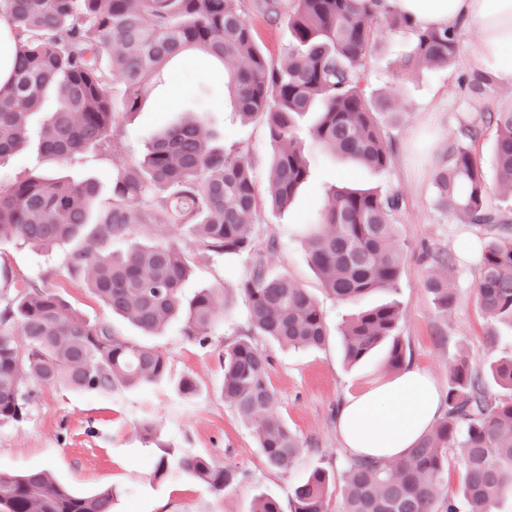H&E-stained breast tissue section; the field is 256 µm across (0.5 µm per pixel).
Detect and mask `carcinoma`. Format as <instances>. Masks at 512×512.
I'll use <instances>...</instances> for the list:
<instances>
[{
	"label": "carcinoma",
	"mask_w": 512,
	"mask_h": 512,
	"mask_svg": "<svg viewBox=\"0 0 512 512\" xmlns=\"http://www.w3.org/2000/svg\"><path fill=\"white\" fill-rule=\"evenodd\" d=\"M6 2L14 67L11 79L0 84V159L22 149L31 117L50 94L55 107L40 132L45 156L63 167L88 149L119 152V114L136 111L176 61L201 52L224 67L232 111L265 120L274 146L268 193L278 208L288 206L308 178L307 150L296 126L315 108L313 146L377 171L391 165L392 148L379 121L387 101L369 98L364 87L377 23L411 33V54L396 61L400 74L446 67L459 53L456 28L416 27L386 0H262L263 14L286 21L291 34L277 61L259 49L242 0ZM493 85L478 73L468 88L482 95ZM117 86L123 89L119 98L113 94ZM485 123L497 130L498 187L512 197L511 102L463 125L448 142L434 177V206L484 228V244L476 251L477 298L490 320L512 326V219L488 207L484 171L470 146ZM213 137L201 120L167 128L149 142L139 164H113L112 202L99 209L94 180L40 173L15 180L0 189V240L47 248L82 241L69 254L67 271L83 279L112 314L145 335L177 322L183 336L204 345L224 319L226 298L214 288L184 297L191 275L187 252L175 242L133 239L138 227L187 225L199 252L254 255L249 276L238 284L249 305L250 331L294 351L323 345L326 324L317 301L296 280L270 272L276 243L257 249L252 163L238 146L212 148ZM398 209V195L377 188L339 187L328 197L307 229L306 248L329 295L348 302L397 287ZM426 288L440 311L453 306L448 275L430 277ZM400 321L394 302L355 314L343 327L345 360L366 363L383 347L386 366L399 368L405 359ZM222 359L224 401L252 426L267 465L288 471L302 444L277 413L269 356L246 336L229 343ZM168 373L158 350L128 340L107 323H88L47 287L32 286L0 307V424L27 415L35 384L109 392L145 387ZM488 376L512 391V357L490 366L487 375L464 361L454 365L445 417L404 458L391 464L349 458L343 512H459L448 494L450 448L458 450L466 512H494L501 494L512 490V397L490 394ZM174 471L218 493L237 476L210 457L160 449L153 477ZM334 489L329 472L313 468L294 485L290 512H327ZM112 502V490L78 494L47 469L0 471V512H112Z\"/></svg>",
	"instance_id": "cac0c4a2"
}]
</instances>
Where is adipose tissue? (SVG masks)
<instances>
[{
  "label": "adipose tissue",
  "mask_w": 512,
  "mask_h": 512,
  "mask_svg": "<svg viewBox=\"0 0 512 512\" xmlns=\"http://www.w3.org/2000/svg\"><path fill=\"white\" fill-rule=\"evenodd\" d=\"M393 9L423 27L475 23L470 58L495 80L512 84V0H389ZM444 415L439 389L415 366L349 396L337 417V432L352 456L382 462L403 458Z\"/></svg>",
  "instance_id": "obj_1"
}]
</instances>
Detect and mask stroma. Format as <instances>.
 <instances>
[{
	"instance_id": "stroma-1",
	"label": "stroma",
	"mask_w": 512,
	"mask_h": 512,
	"mask_svg": "<svg viewBox=\"0 0 512 512\" xmlns=\"http://www.w3.org/2000/svg\"><path fill=\"white\" fill-rule=\"evenodd\" d=\"M244 16L252 25L261 50L279 59L291 35L280 21H269L242 0ZM411 47V38L378 28L375 51L366 72L369 96L386 97L392 114L381 118L382 129L393 146L388 170L375 172L316 147L307 152L310 176L288 208L269 205L267 181L273 148L263 117L249 120L235 115L224 96V70L220 65L190 54L171 69L165 85L152 89L138 111L120 115L126 132L121 158L140 162L151 138L164 126L190 118L207 122L215 134L213 144H239L253 163L258 192V243L278 242L272 269L285 273L307 288L326 318L327 337L317 349L291 352L266 337L256 343L270 357L268 380L278 411L303 443L293 468L281 472L269 468L257 447L254 433L221 393L225 345L247 327L248 305L236 289L237 280L251 271L248 256L221 258L189 250L193 275L184 294L203 288L226 293L230 308L223 324L213 330L207 345L187 341L176 330L142 338L127 321L114 317L87 288L69 277L68 247L37 249L17 240L0 241V270L9 274L0 282V295L14 296L33 285L59 293L91 323L106 322L132 342H147L168 360L170 375L144 389L112 392H78L62 385L35 386V396L25 419L0 425V471L22 472L48 468L56 478L80 493L109 487L115 492V512H252L258 498L272 497L287 503L297 480L321 466L341 473L348 457L336 432V416L347 396L392 377L383 362L348 366L341 351L344 323L359 309L323 291L308 264L304 235L335 187L354 184L378 187L399 194L398 235L403 247L402 275L396 290L384 293L402 312L399 334L405 345V362L431 373L440 391L448 389V372L459 359L481 370L495 361L512 357V327L491 325L477 304L478 265L466 249L483 239V231L459 223L439 212L433 203V176L448 141L461 123L497 111L512 99V84L496 83L483 96L472 95L467 82L474 68L466 54L446 67L422 69L408 76L396 74L393 61ZM496 129L484 127L472 144L488 183L489 206L512 216V197L496 186L494 144ZM111 155L84 153L63 173L73 180L96 179L101 203H108ZM37 141L16 154L0 159V187L33 172L52 171ZM444 250L456 262L449 274L455 304L448 312L434 305L425 282L437 270L429 254ZM192 378L197 395L181 399L174 388L181 377ZM151 424L154 435H145L142 424ZM211 457L232 466L240 476L224 494H215L205 483L181 473L162 480L149 476L159 447Z\"/></svg>"
}]
</instances>
